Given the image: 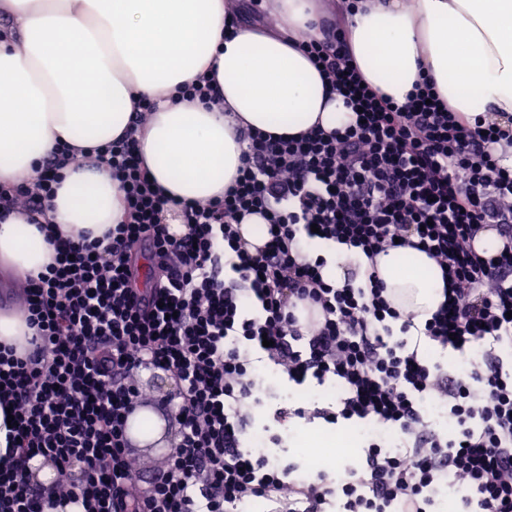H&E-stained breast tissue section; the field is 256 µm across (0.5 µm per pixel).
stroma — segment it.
<instances>
[{"label":"stroma","mask_w":512,"mask_h":512,"mask_svg":"<svg viewBox=\"0 0 512 512\" xmlns=\"http://www.w3.org/2000/svg\"><path fill=\"white\" fill-rule=\"evenodd\" d=\"M260 370L267 379L260 393V404L251 410L253 424L243 438L245 449H260L281 465H295L299 474L311 481L321 473L332 476L337 470L348 466L360 467L365 457V434L371 428L370 423L341 419L332 424L311 414L315 408L333 412L339 410L342 391L334 380L320 383L309 377L299 384L267 360L261 363ZM290 402L308 408V416L277 422L276 410ZM311 429L347 435L354 445L327 458L321 467H314L307 450L294 445L297 436Z\"/></svg>","instance_id":"stroma-1"}]
</instances>
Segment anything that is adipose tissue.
Masks as SVG:
<instances>
[{"label": "adipose tissue", "instance_id": "1", "mask_svg": "<svg viewBox=\"0 0 512 512\" xmlns=\"http://www.w3.org/2000/svg\"><path fill=\"white\" fill-rule=\"evenodd\" d=\"M260 24L228 28L237 0H0V186L30 180L57 144L107 145L130 125L138 96L156 104L137 132L140 156L180 204L223 198L245 145L239 127L297 135L352 119L303 53L317 39L321 0H262ZM369 84L405 102L434 84L467 118L512 124V0H357L334 11ZM215 70L223 109L173 103L179 86ZM50 218L63 237L103 235L125 218L124 194L94 161L62 169ZM52 247L16 213L0 221V269L44 271ZM387 298L425 322L444 299L424 252L380 255Z\"/></svg>", "mask_w": 512, "mask_h": 512}]
</instances>
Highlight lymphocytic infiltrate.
Masks as SVG:
<instances>
[{
    "instance_id": "1",
    "label": "lymphocytic infiltrate",
    "mask_w": 512,
    "mask_h": 512,
    "mask_svg": "<svg viewBox=\"0 0 512 512\" xmlns=\"http://www.w3.org/2000/svg\"><path fill=\"white\" fill-rule=\"evenodd\" d=\"M320 26L322 40L304 48L354 120L291 137L241 131L234 186L183 206L185 234L164 224L168 200L133 135L99 153L122 185L124 223L96 239H53V261L20 283L31 350L0 341V408L15 420L0 454V512L69 503L80 512H238L252 497L275 502V512H429L444 484L463 489L460 512H512V363L503 357L512 348V166L492 152L511 146L512 132L467 124L427 82L401 104L377 95L336 22ZM69 159L60 145L32 182L1 188L0 220L46 218ZM253 213L270 230L251 249L239 225ZM487 230L502 242L491 257L474 246ZM314 238L371 260L423 248L442 270L445 301L416 329L385 298L376 269L358 284L326 283L325 258L301 254ZM142 256L158 271L146 287L136 279ZM301 307L313 313L304 323ZM411 332L465 355L466 367L452 374L425 362L408 347ZM260 349L296 382L342 384L339 412L317 415L373 423L362 470L305 482L243 450ZM146 366L175 379L182 403L169 466L145 485L125 426L147 399L138 380ZM438 407L454 434L429 421ZM35 459L59 474L42 491Z\"/></svg>"
}]
</instances>
